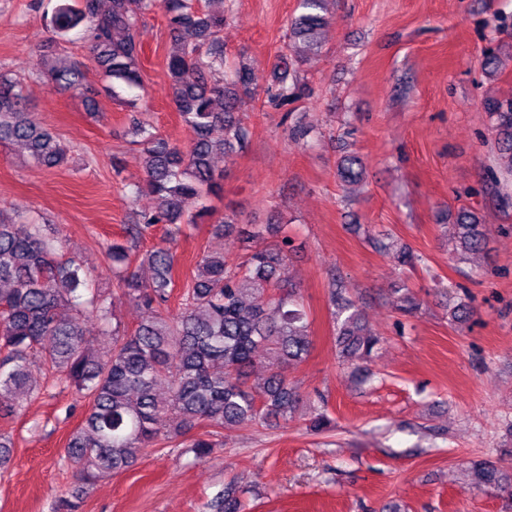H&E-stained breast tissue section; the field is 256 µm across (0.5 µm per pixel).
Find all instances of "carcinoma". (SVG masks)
Wrapping results in <instances>:
<instances>
[{
  "label": "carcinoma",
  "instance_id": "obj_1",
  "mask_svg": "<svg viewBox=\"0 0 512 512\" xmlns=\"http://www.w3.org/2000/svg\"><path fill=\"white\" fill-rule=\"evenodd\" d=\"M62 0L50 16L53 30L66 36L78 29L85 35L105 89L134 90L141 86L142 24L159 10L172 36L166 58L172 102L189 132L181 146L154 126H136V144L143 155L146 179L131 194L151 196L156 207L140 214L139 223L125 227V239L108 246L117 293L109 296L90 287L84 265L64 257L63 240L19 214L0 209V414L15 413L24 400L41 390L30 366L39 359L48 377L88 401L81 425L67 443L65 459L77 468L80 484L117 474L132 467L145 448L188 434L201 423L210 430L196 435L189 448L195 458L208 457L221 446L217 436L228 425L248 420L265 422L291 416L300 400L297 388L284 372L248 384L260 353L276 357L283 366L301 361L311 348L309 325L299 289L284 271L289 239L270 247H256L236 265L224 254L206 252L195 264L181 311L169 313L174 287L175 255L158 246L144 253L139 244L146 229L156 224H195L208 213L204 206L191 213L193 199L219 197L224 170L215 159L233 155L251 136L236 117L256 96L253 68L243 59L227 68L224 52V11L211 6L224 0ZM326 0H300L302 12L288 20L291 60L275 73L266 90L268 102L278 108L307 92L295 65L321 47L320 31L329 24L323 15ZM36 76L61 93L82 97L92 106L96 89L80 62H64L58 54L39 55ZM499 135L508 153L505 180L512 179V102L495 106ZM224 137L212 138L215 128ZM26 150L34 164L54 168L67 162V148L40 126L27 110L23 82L0 73V144ZM366 167L357 155L344 156L337 176L344 186L365 179ZM451 236L463 254L483 250L482 225L468 212L451 225ZM399 265L414 268L421 258L410 248L392 249ZM153 269L154 277L140 280L135 265ZM335 316L336 347L366 376L383 337L370 330L348 288L329 283ZM396 310L415 314L421 300L402 284L392 290ZM126 299L152 312V319L129 333L120 329L116 302ZM96 317L112 326V348L88 347L82 321ZM308 427L323 432L333 419L322 406L313 408ZM469 485L493 488L512 512V475L492 462L469 468ZM211 512H244V504L228 492L210 502Z\"/></svg>",
  "mask_w": 512,
  "mask_h": 512
}]
</instances>
